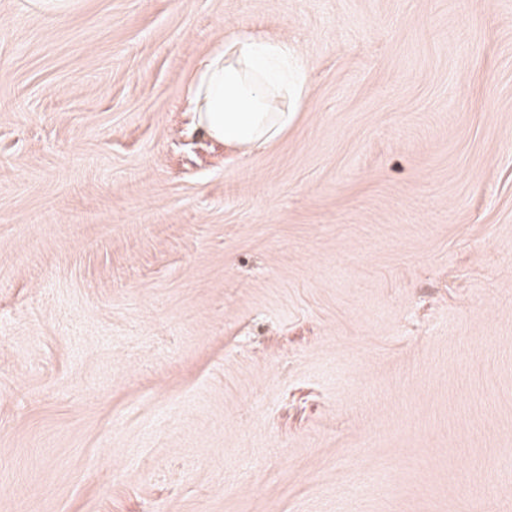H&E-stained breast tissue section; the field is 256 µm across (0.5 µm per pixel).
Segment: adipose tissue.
<instances>
[{"mask_svg": "<svg viewBox=\"0 0 512 512\" xmlns=\"http://www.w3.org/2000/svg\"><path fill=\"white\" fill-rule=\"evenodd\" d=\"M306 72L287 42L248 29L207 57L190 89L199 124L215 140L250 149L276 140L291 102L306 93Z\"/></svg>", "mask_w": 512, "mask_h": 512, "instance_id": "obj_1", "label": "adipose tissue"}]
</instances>
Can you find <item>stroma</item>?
<instances>
[{
    "mask_svg": "<svg viewBox=\"0 0 512 512\" xmlns=\"http://www.w3.org/2000/svg\"><path fill=\"white\" fill-rule=\"evenodd\" d=\"M0 512H512V0H0ZM306 84L288 42L242 29L204 60L190 92L200 126L224 145L248 150L288 128V102L300 101Z\"/></svg>",
    "mask_w": 512,
    "mask_h": 512,
    "instance_id": "35a3bbf8",
    "label": "stroma"
}]
</instances>
